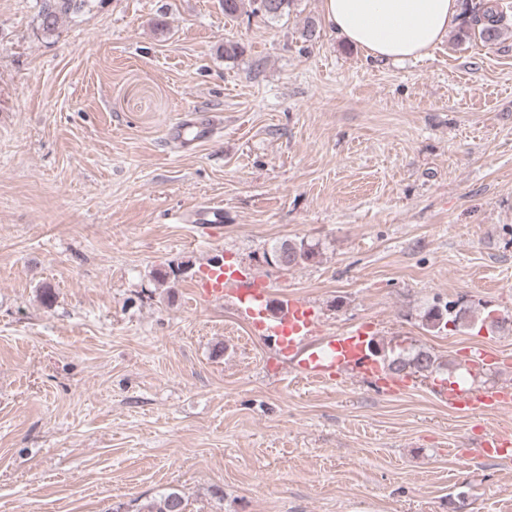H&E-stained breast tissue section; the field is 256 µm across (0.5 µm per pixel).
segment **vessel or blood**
I'll return each mask as SVG.
<instances>
[{
	"mask_svg": "<svg viewBox=\"0 0 512 512\" xmlns=\"http://www.w3.org/2000/svg\"><path fill=\"white\" fill-rule=\"evenodd\" d=\"M212 126L185 115L171 129L174 138L188 145L204 141ZM232 286L239 302V315L257 331L276 344L281 354L296 360L300 376L322 383H332L336 373L345 370L356 375L373 377L377 365L365 354L364 337L346 333L339 336H322L320 320L304 299L284 296V312L269 318L267 292L248 280L240 270L224 265L206 268L195 296L201 302H219L224 298L225 286ZM449 408L475 414L494 413L503 406L512 405V385L478 390L449 387L440 395Z\"/></svg>",
	"mask_w": 512,
	"mask_h": 512,
	"instance_id": "vessel-or-blood-1",
	"label": "vessel or blood"
}]
</instances>
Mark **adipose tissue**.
I'll return each instance as SVG.
<instances>
[{"label": "adipose tissue", "instance_id": "obj_1", "mask_svg": "<svg viewBox=\"0 0 512 512\" xmlns=\"http://www.w3.org/2000/svg\"><path fill=\"white\" fill-rule=\"evenodd\" d=\"M326 27L361 49L366 59L417 60L447 37L462 0H321Z\"/></svg>", "mask_w": 512, "mask_h": 512}]
</instances>
